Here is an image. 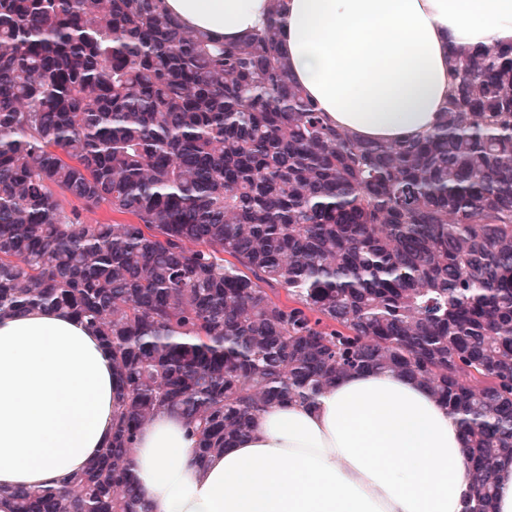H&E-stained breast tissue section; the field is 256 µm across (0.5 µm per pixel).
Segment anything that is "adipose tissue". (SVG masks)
<instances>
[{"label":"adipose tissue","instance_id":"ef3b65f1","mask_svg":"<svg viewBox=\"0 0 512 512\" xmlns=\"http://www.w3.org/2000/svg\"><path fill=\"white\" fill-rule=\"evenodd\" d=\"M190 30L233 44L278 14L290 79L362 141L401 142L439 120L450 48L512 42V0H163ZM112 356L60 310L0 318L4 492L59 485L112 435ZM184 419L159 411L133 469L147 512H462L472 494L458 420L419 381L341 377L315 404L265 407L204 466Z\"/></svg>","mask_w":512,"mask_h":512}]
</instances>
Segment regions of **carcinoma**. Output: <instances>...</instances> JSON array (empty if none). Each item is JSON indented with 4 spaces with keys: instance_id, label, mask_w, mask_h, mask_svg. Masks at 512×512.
<instances>
[{
    "instance_id": "carcinoma-1",
    "label": "carcinoma",
    "mask_w": 512,
    "mask_h": 512,
    "mask_svg": "<svg viewBox=\"0 0 512 512\" xmlns=\"http://www.w3.org/2000/svg\"><path fill=\"white\" fill-rule=\"evenodd\" d=\"M160 3L0 0V316L77 317L122 388L100 454L11 512H143L132 454L159 410L202 463L364 370L448 406L466 512H490L512 454V44L454 53L424 136L361 142L290 80L275 18L230 45Z\"/></svg>"
}]
</instances>
